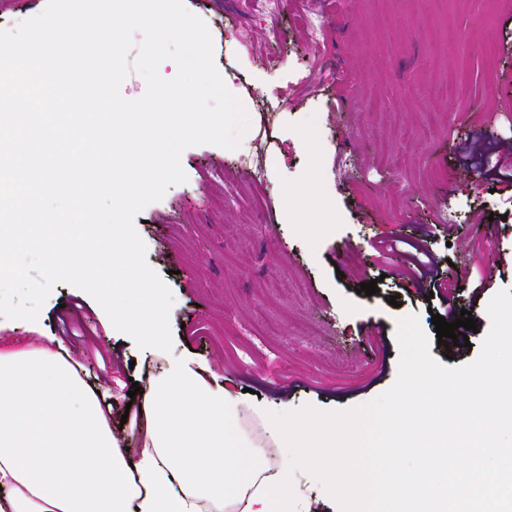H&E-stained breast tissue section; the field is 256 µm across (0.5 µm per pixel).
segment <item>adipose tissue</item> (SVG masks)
Instances as JSON below:
<instances>
[{
    "instance_id": "obj_1",
    "label": "adipose tissue",
    "mask_w": 512,
    "mask_h": 512,
    "mask_svg": "<svg viewBox=\"0 0 512 512\" xmlns=\"http://www.w3.org/2000/svg\"><path fill=\"white\" fill-rule=\"evenodd\" d=\"M145 424L117 435L94 385L60 347L0 351V512H296L287 468L270 471L243 438L238 401L182 358H169L144 398ZM282 454L343 490L337 437L378 448L358 417L266 420ZM411 479L394 464L351 512H409Z\"/></svg>"
}]
</instances>
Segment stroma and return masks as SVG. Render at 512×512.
I'll return each instance as SVG.
<instances>
[{
    "label": "stroma",
    "mask_w": 512,
    "mask_h": 512,
    "mask_svg": "<svg viewBox=\"0 0 512 512\" xmlns=\"http://www.w3.org/2000/svg\"><path fill=\"white\" fill-rule=\"evenodd\" d=\"M208 26L215 64L245 106L237 149L203 144L180 158L186 182L139 214L146 261L169 287L171 355L206 369L240 402L244 438L270 454L267 413L280 402L324 411L367 403L396 380L398 319L413 315L437 360L475 359L490 329L493 293L512 290V202L490 162L512 142V0H283L255 18L250 0H184ZM328 25L312 46L308 14ZM453 15L456 41L444 32ZM477 72L451 98L427 88ZM483 134L472 164L461 146ZM405 151L401 166L381 154ZM264 172L252 177V164ZM441 276L458 286L457 309L478 330L470 350L438 345V298L395 286L372 241L420 238ZM490 281L476 293V275ZM378 280L376 294L360 283ZM274 281L275 304L258 285ZM397 304H389L390 296ZM61 340L111 405L112 422L137 415L128 393L148 386L163 355L139 348L82 290L56 285L37 321L0 317V343ZM298 512H347L316 470L295 461Z\"/></svg>",
    "instance_id": "stroma-1"
}]
</instances>
